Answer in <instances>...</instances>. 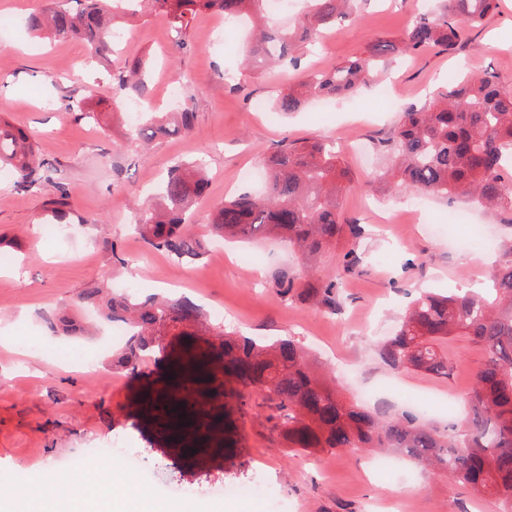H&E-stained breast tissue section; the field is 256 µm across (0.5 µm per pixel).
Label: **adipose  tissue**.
Segmentation results:
<instances>
[{
	"mask_svg": "<svg viewBox=\"0 0 512 512\" xmlns=\"http://www.w3.org/2000/svg\"><path fill=\"white\" fill-rule=\"evenodd\" d=\"M9 495L15 512H180L179 506L149 498L133 472L109 465L58 483L50 499L25 486Z\"/></svg>",
	"mask_w": 512,
	"mask_h": 512,
	"instance_id": "obj_1",
	"label": "adipose tissue"
}]
</instances>
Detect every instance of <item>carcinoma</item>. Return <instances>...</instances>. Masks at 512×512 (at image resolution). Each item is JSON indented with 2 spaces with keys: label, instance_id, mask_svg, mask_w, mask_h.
Returning <instances> with one entry per match:
<instances>
[{
  "label": "carcinoma",
  "instance_id": "1",
  "mask_svg": "<svg viewBox=\"0 0 512 512\" xmlns=\"http://www.w3.org/2000/svg\"><path fill=\"white\" fill-rule=\"evenodd\" d=\"M55 0L28 19V30L53 40L81 38L92 55L113 53L112 28L142 17L148 8L165 11L176 32V44L187 47L195 16L217 12L226 21L264 19L265 0ZM308 10L293 26L255 28L248 55L273 60L298 70L301 58L292 48L357 16L365 0H307ZM497 0H448L439 13H419L402 45L378 40L367 54L322 71H306L302 86L309 96L329 97L352 92L369 81L379 58L392 53L414 54L428 49L449 51L469 39L493 11ZM148 60L112 73V83L130 95L148 93ZM302 98L279 94L276 110L294 112ZM194 112L152 113L150 124L135 130L149 141L159 135L189 132ZM398 167L380 172L373 181L399 193L464 196L495 212L512 213V92H504L493 76L469 74L437 91L424 105L410 106L396 133L384 142ZM264 192L243 191L217 204L207 224L212 237L244 240L275 236L300 248L314 261L344 241L336 255V274L325 279H299L286 271L274 280L282 299L314 305L330 312L341 303V279L360 273L363 258L355 251L362 236L358 224L341 220L339 199L359 186L348 178L336 150L317 140L285 138L264 159ZM0 167L13 170L17 186L46 196L45 212L56 224H70L67 184L50 174L34 135L0 117ZM208 190L200 162L172 166L160 190L136 215L133 228L153 250L174 260H193L205 252L204 236L189 218L192 206ZM85 308H95L107 321L121 319L131 339L112 366L138 372L150 359L164 361L165 337L182 327L202 325V307L185 297L107 296L104 287L83 293ZM217 335L224 355V381L237 404L255 392L287 412L283 436L291 448H383L432 468L479 497L493 500L498 512H512V245L502 249L500 268L480 292L415 299L393 335L378 344L381 360L393 369L413 368L448 376L450 362L439 348L449 336H463L480 345L485 361L468 397L466 419L445 431L422 422L411 411L371 412L341 399L340 390L317 373L307 353L294 341L265 344L224 328Z\"/></svg>",
  "mask_w": 512,
  "mask_h": 512
}]
</instances>
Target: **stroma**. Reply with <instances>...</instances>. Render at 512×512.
<instances>
[{"label": "stroma", "instance_id": "stroma-1", "mask_svg": "<svg viewBox=\"0 0 512 512\" xmlns=\"http://www.w3.org/2000/svg\"><path fill=\"white\" fill-rule=\"evenodd\" d=\"M0 0V113L35 135L42 158L56 168L55 179L68 184L70 204L79 221L59 236L43 222V197L0 179V490L34 485L47 472L66 479L67 457L110 442H121L149 457L155 500L169 502L175 483L194 485L186 512H265V492L277 496V512H496L464 486L422 471L409 459L374 472L372 450L303 451L288 447L279 428V411L253 394L245 411L224 399V369L212 367L211 393L204 402L208 418L202 433L175 438L158 423L151 398L166 382L154 363L137 373L117 371L103 321L81 322L72 330L58 322L74 313L84 290L109 282L128 285L138 299L175 292L224 309V325L250 337L293 338L313 354L319 371L341 378L346 400L389 411L409 410L445 428L467 415V399L481 369L483 349L464 337L445 345L448 377L392 369L379 358L376 342L389 335L408 303L422 291L457 292L482 287L496 272L501 245L512 229L496 213L474 204L429 196L421 198L427 222L423 232L403 208L406 195L373 189L371 170L391 166L390 155L376 152L409 105L424 103L447 78L463 73L495 74L512 91V0H500L482 28L453 52L423 51L380 58L367 87L353 95L323 101L306 98L301 111L282 114L271 103L296 83L298 72L264 65L245 66L242 28L222 15L202 13L192 23L190 46L178 49L165 16L155 13L128 30L114 67L149 57L155 62L149 98L167 106L169 78H179L180 106L193 110L192 132L132 139L124 108L115 107L111 79L88 64L85 43L32 37L29 13L47 0H17L7 9ZM421 6L420 0H367L358 20L339 25L305 49L301 62L324 69L362 56L376 40L401 43ZM96 104L90 122L66 101ZM267 105L255 110V102ZM284 138L350 139L371 149V163L341 149L357 192L341 199L346 219L364 233L356 244L368 266L342 281L337 313L277 296L278 271L322 279L336 270V258L321 256L306 265L300 252L271 238L228 242L223 253L206 251L195 260L176 261L150 249L127 224L145 193L175 161L203 158L210 173L199 224L232 192L248 189L242 174L260 169L266 151ZM458 211L482 225L489 242L473 251L463 244ZM93 355L82 368L67 353ZM259 485V497L219 500L210 486L219 482Z\"/></svg>", "mask_w": 512, "mask_h": 512}]
</instances>
